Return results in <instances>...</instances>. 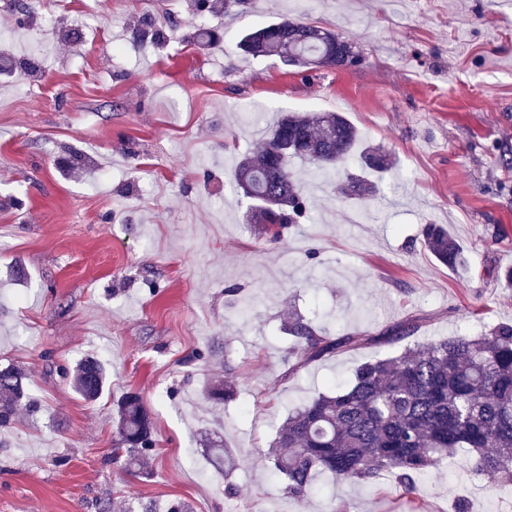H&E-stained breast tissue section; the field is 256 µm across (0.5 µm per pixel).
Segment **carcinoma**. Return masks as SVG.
<instances>
[{"label": "carcinoma", "mask_w": 512, "mask_h": 512, "mask_svg": "<svg viewBox=\"0 0 512 512\" xmlns=\"http://www.w3.org/2000/svg\"><path fill=\"white\" fill-rule=\"evenodd\" d=\"M192 2L198 16L230 13L250 4ZM352 47L337 32L295 18L251 30L239 41V49L256 58L276 56L289 66L337 70L357 63ZM261 142L238 161L233 177L237 183L246 177L250 219L263 225L274 242L306 213L300 186L288 169L290 159L326 179L336 178L339 166L356 150L364 170L384 172L393 165L382 147L361 143L355 126L340 112L282 113L262 130ZM333 185L346 199L376 192V185L362 175L348 174ZM422 236L439 262L462 261L461 245L444 228L427 224ZM414 330V324L405 322L380 340L399 343ZM288 334L293 338L291 355L299 364L374 340L366 334L330 339L302 316L288 323ZM106 385L107 370L99 360L87 358L76 367L73 387L82 399L97 400ZM203 392L216 404L234 397L230 385L213 380ZM38 411L23 370L10 363L0 366V428H9L20 413ZM114 423L121 445L117 457L127 467L146 470L155 445L154 427L138 393L127 392L116 401ZM460 448L473 452L474 474L493 475L500 486L512 487V324H496L480 336L410 346L399 355L360 364L347 388L321 393L288 414L267 459L284 477L283 492L292 498L311 493L319 472L351 483L390 474L402 492L411 495L417 491L418 475ZM210 457L219 472L236 466L222 443L213 445Z\"/></svg>", "instance_id": "obj_1"}]
</instances>
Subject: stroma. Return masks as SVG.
<instances>
[{"label":"stroma","instance_id":"obj_1","mask_svg":"<svg viewBox=\"0 0 512 512\" xmlns=\"http://www.w3.org/2000/svg\"><path fill=\"white\" fill-rule=\"evenodd\" d=\"M146 12L159 38L139 34ZM284 17L335 30L358 63L238 49ZM46 21L78 40L49 36L29 88L0 80V365L22 366L42 406L0 429V512H512V489L473 475L465 448L411 497L388 475L320 473L291 499L266 458L290 409L402 351L379 340L393 326L414 323V345L512 323V0H253L201 23L188 0H36L28 24L0 0V52L29 58ZM201 24L221 42L198 49ZM278 112L344 113L396 164L359 204L306 178L308 220L270 243L232 167ZM427 224L463 246L460 264L424 247ZM295 311L371 340L296 366ZM88 355L109 370L94 404L72 386ZM210 379L235 398L202 399ZM129 391L155 425L145 477L115 455L112 401ZM212 431L236 456L230 476L208 460Z\"/></svg>","mask_w":512,"mask_h":512}]
</instances>
